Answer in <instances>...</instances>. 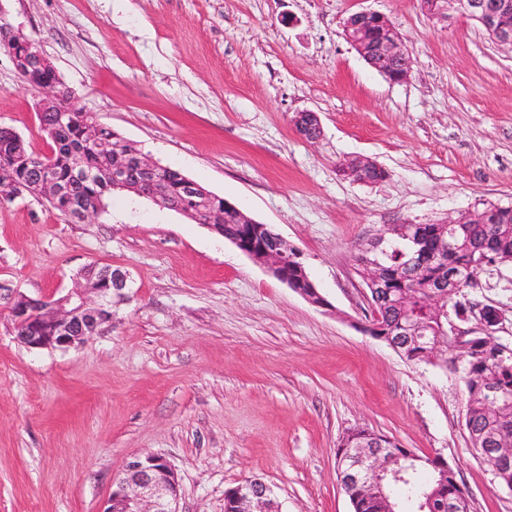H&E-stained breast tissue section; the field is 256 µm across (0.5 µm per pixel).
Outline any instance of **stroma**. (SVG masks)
<instances>
[{
  "mask_svg": "<svg viewBox=\"0 0 512 512\" xmlns=\"http://www.w3.org/2000/svg\"><path fill=\"white\" fill-rule=\"evenodd\" d=\"M361 10L402 35L408 80L347 43ZM1 23L41 47L77 108L272 225L327 304L134 193L107 195L87 224L15 194L0 204V282L57 298L97 265L129 287L111 322L66 350L23 347L0 309V512H102L145 452L176 470L180 512H224L249 477L282 512H352L336 451L358 426L448 462L471 512H512L469 443L458 373L363 331L355 261L388 226L512 206L511 48L420 0H0ZM39 99L0 49V125L46 153ZM305 110L321 119L317 141L291 123ZM355 158L385 179L343 175ZM475 294L511 322L512 264L481 271Z\"/></svg>",
  "mask_w": 512,
  "mask_h": 512,
  "instance_id": "35a3bbf8",
  "label": "stroma"
}]
</instances>
